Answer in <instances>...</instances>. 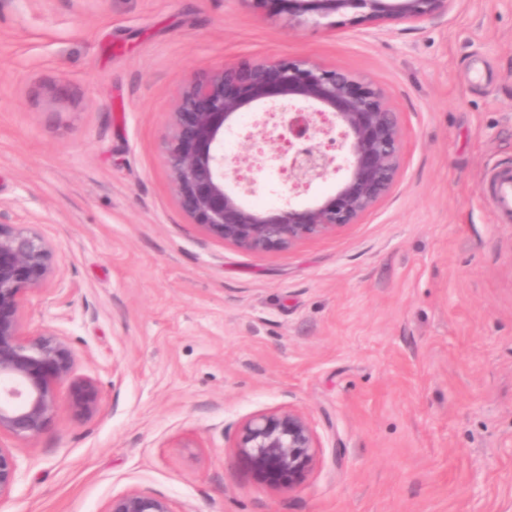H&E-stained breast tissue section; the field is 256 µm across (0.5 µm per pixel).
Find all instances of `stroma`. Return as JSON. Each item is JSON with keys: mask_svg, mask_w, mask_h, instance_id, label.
<instances>
[{"mask_svg": "<svg viewBox=\"0 0 512 512\" xmlns=\"http://www.w3.org/2000/svg\"><path fill=\"white\" fill-rule=\"evenodd\" d=\"M303 59L379 87L400 176L358 223L263 254L180 209L164 161L180 89ZM512 0L417 25L289 24L264 0H0V216L56 250L25 331L60 327L98 412L59 388L0 512H512ZM248 205H307L255 173ZM302 412L316 463L289 490L238 461L251 415ZM487 193L495 213L512 219V170L499 169L487 180ZM105 512H174L169 500L160 495H152L130 490L112 497Z\"/></svg>", "mask_w": 512, "mask_h": 512, "instance_id": "35a3bbf8", "label": "stroma"}]
</instances>
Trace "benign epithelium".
I'll list each match as a JSON object with an SVG mask.
<instances>
[{"mask_svg":"<svg viewBox=\"0 0 512 512\" xmlns=\"http://www.w3.org/2000/svg\"><path fill=\"white\" fill-rule=\"evenodd\" d=\"M288 21L316 24L332 16L351 22L421 24L449 12L456 0H270ZM254 104L268 118L246 138L272 145L263 162H278L294 191H307L343 173L334 195L304 207L287 202L262 211L245 205L240 159L224 157V132ZM283 128L287 134L278 132ZM404 133L383 93L351 74L306 60L245 66L221 65L187 84L168 122L165 161L181 210L210 234L251 253L289 248L334 233L360 218L397 182ZM55 273V251L38 233L0 221V436L36 439L54 417L58 386L69 384L70 405L99 409L92 381L75 375L66 332L47 327L27 333L26 296L41 291ZM318 447L308 418L295 410L260 413L241 427L237 457L273 489L301 483ZM21 463L0 444V504L8 502ZM105 512H173L169 500L130 490Z\"/></svg>","mask_w":512,"mask_h":512,"instance_id":"7a95c632","label":"benign epithelium"}]
</instances>
